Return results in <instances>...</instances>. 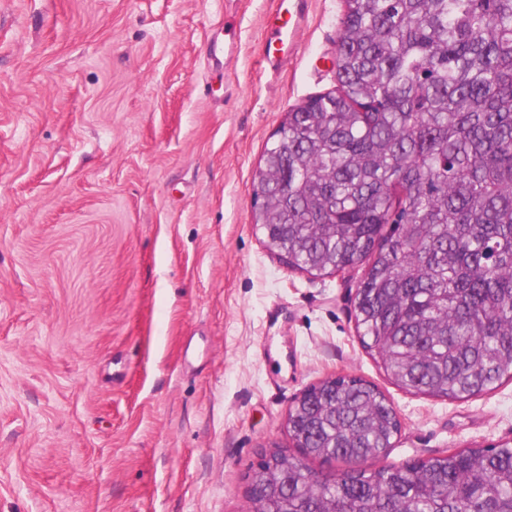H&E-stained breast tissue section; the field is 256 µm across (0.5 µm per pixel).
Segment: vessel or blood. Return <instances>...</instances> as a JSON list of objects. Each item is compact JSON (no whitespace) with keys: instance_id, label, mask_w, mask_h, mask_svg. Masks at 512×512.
Wrapping results in <instances>:
<instances>
[{"instance_id":"1","label":"vessel or blood","mask_w":512,"mask_h":512,"mask_svg":"<svg viewBox=\"0 0 512 512\" xmlns=\"http://www.w3.org/2000/svg\"><path fill=\"white\" fill-rule=\"evenodd\" d=\"M308 19V0H279L267 21L263 64L268 73H279L289 57L300 54V31Z\"/></svg>"}]
</instances>
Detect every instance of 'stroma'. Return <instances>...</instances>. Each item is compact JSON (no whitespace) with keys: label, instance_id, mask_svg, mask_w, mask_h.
I'll return each instance as SVG.
<instances>
[{"label":"stroma","instance_id":"stroma-1","mask_svg":"<svg viewBox=\"0 0 512 512\" xmlns=\"http://www.w3.org/2000/svg\"><path fill=\"white\" fill-rule=\"evenodd\" d=\"M275 0H0V512H247L299 394L378 386L373 470L512 444V380L466 400L391 383L364 348L363 267L313 276L253 224L289 109L335 90L342 0L262 63ZM240 24L231 67L214 24Z\"/></svg>","mask_w":512,"mask_h":512}]
</instances>
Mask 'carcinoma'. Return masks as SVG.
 Wrapping results in <instances>:
<instances>
[{
	"label": "carcinoma",
	"instance_id": "carcinoma-1",
	"mask_svg": "<svg viewBox=\"0 0 512 512\" xmlns=\"http://www.w3.org/2000/svg\"><path fill=\"white\" fill-rule=\"evenodd\" d=\"M335 91L290 109L254 178L256 224L311 275L364 261L363 343L401 388L465 399L512 380V0H344ZM400 428L361 378L309 387L306 458L366 461ZM248 474L274 512H512V448L309 477Z\"/></svg>",
	"mask_w": 512,
	"mask_h": 512
}]
</instances>
